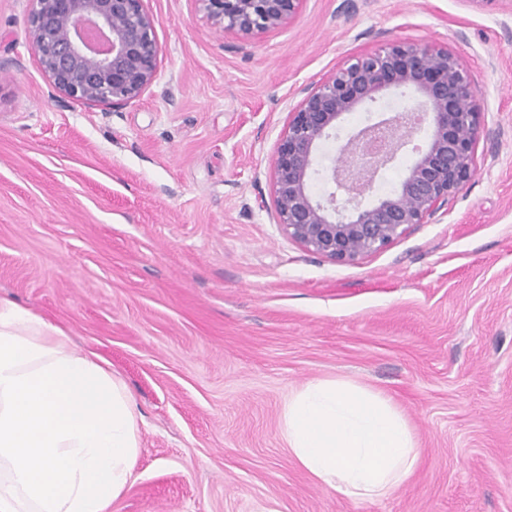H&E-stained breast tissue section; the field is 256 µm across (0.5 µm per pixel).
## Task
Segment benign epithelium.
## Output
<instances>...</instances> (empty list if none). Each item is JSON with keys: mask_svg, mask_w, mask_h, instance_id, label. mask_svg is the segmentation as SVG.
Masks as SVG:
<instances>
[{"mask_svg": "<svg viewBox=\"0 0 512 512\" xmlns=\"http://www.w3.org/2000/svg\"><path fill=\"white\" fill-rule=\"evenodd\" d=\"M212 24L246 39L287 27L304 0H197ZM32 49L53 88L87 105L127 104L155 81L159 46L144 0H32ZM409 106L381 112L339 138L347 115L387 95ZM484 103L446 47L392 39L345 61L288 113L273 162L275 219L306 249L354 263L427 224L476 173ZM424 133V140L416 139ZM339 140L337 162L315 168L319 145ZM412 161L398 187L371 199L379 172L399 155ZM331 185L316 197L313 176Z\"/></svg>", "mask_w": 512, "mask_h": 512, "instance_id": "7a95c632", "label": "benign epithelium"}]
</instances>
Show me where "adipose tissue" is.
I'll list each match as a JSON object with an SVG mask.
<instances>
[{
    "instance_id": "obj_1",
    "label": "adipose tissue",
    "mask_w": 512,
    "mask_h": 512,
    "mask_svg": "<svg viewBox=\"0 0 512 512\" xmlns=\"http://www.w3.org/2000/svg\"><path fill=\"white\" fill-rule=\"evenodd\" d=\"M282 435L303 469L352 500L389 496L418 459L392 400L344 378L289 397ZM139 443L125 383L58 327L0 302V512H108Z\"/></svg>"
}]
</instances>
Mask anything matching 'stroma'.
Listing matches in <instances>:
<instances>
[{"mask_svg": "<svg viewBox=\"0 0 512 512\" xmlns=\"http://www.w3.org/2000/svg\"><path fill=\"white\" fill-rule=\"evenodd\" d=\"M155 82L120 107L57 93L0 0V299L102 358L139 417L109 512H512V11L501 0H304L243 39L147 0ZM399 39L448 46L485 102L477 171L427 224L342 264L277 224L301 90ZM390 397L420 451L380 500L320 485L281 435L307 382Z\"/></svg>", "mask_w": 512, "mask_h": 512, "instance_id": "stroma-1", "label": "stroma"}]
</instances>
